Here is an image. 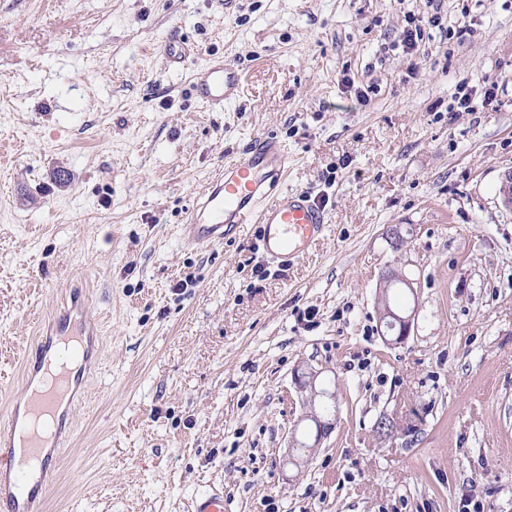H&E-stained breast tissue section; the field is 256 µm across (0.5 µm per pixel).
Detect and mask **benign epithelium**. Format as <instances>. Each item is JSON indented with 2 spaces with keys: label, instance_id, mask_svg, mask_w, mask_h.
<instances>
[{
  "label": "benign epithelium",
  "instance_id": "1",
  "mask_svg": "<svg viewBox=\"0 0 512 512\" xmlns=\"http://www.w3.org/2000/svg\"><path fill=\"white\" fill-rule=\"evenodd\" d=\"M402 284L411 287V282L403 275L389 269L381 277L380 291L377 298V309L379 314V326L381 335L385 341L392 345L404 343L409 336L414 324L416 310H400L393 308L389 302V289ZM323 370L312 365L298 368L294 374V385L302 405L310 410V419L315 421V436L313 446H318L322 440L327 438L336 427V415L317 414L315 406L325 404H336V394L321 386L320 377ZM309 444L300 443L298 439L289 440L292 459L298 461L302 454L297 452L299 448H307Z\"/></svg>",
  "mask_w": 512,
  "mask_h": 512
}]
</instances>
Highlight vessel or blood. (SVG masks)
<instances>
[{
  "mask_svg": "<svg viewBox=\"0 0 512 512\" xmlns=\"http://www.w3.org/2000/svg\"><path fill=\"white\" fill-rule=\"evenodd\" d=\"M192 86L199 101L218 109L240 98L241 75L234 65L210 59L195 69ZM287 167L288 150L280 139L254 136L236 161L225 166L223 177L188 210L180 226L181 240L203 248L255 224L265 256L280 268H290L324 234L326 217L310 194L283 189ZM53 326L54 336L36 340L26 349L25 372L34 374L48 366L46 353L53 339H60L73 355L82 353L84 331L71 322L67 311L55 313ZM53 377L54 388L22 394L0 424L21 436L20 445L9 443L0 451V512H35L38 490L31 485L32 466H40L43 482L54 475L56 462L45 451L44 431L51 428L69 390V377L62 367Z\"/></svg>",
  "mask_w": 512,
  "mask_h": 512,
  "instance_id": "b4317fda",
  "label": "vessel or blood"
}]
</instances>
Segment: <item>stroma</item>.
Wrapping results in <instances>:
<instances>
[{"label":"stroma","instance_id":"obj_1","mask_svg":"<svg viewBox=\"0 0 512 512\" xmlns=\"http://www.w3.org/2000/svg\"><path fill=\"white\" fill-rule=\"evenodd\" d=\"M438 3L412 58L425 0H0V414L52 310L98 322L41 512L212 491L224 512H512V0ZM175 31L199 52L174 68ZM217 56L244 93L212 110L191 84ZM463 82L494 102L455 108ZM259 134L287 144L288 190L329 197L325 234L262 280L257 225L205 250L177 234ZM389 269L417 309L396 346ZM306 363L336 428L295 468ZM399 284L412 289L411 282L402 274L395 272L393 269L385 271L381 277L380 291L377 298L381 335L388 344L392 345L402 344L409 338L416 313L415 307L411 310H400L391 307L388 298L389 288H395Z\"/></svg>","mask_w":512,"mask_h":512}]
</instances>
